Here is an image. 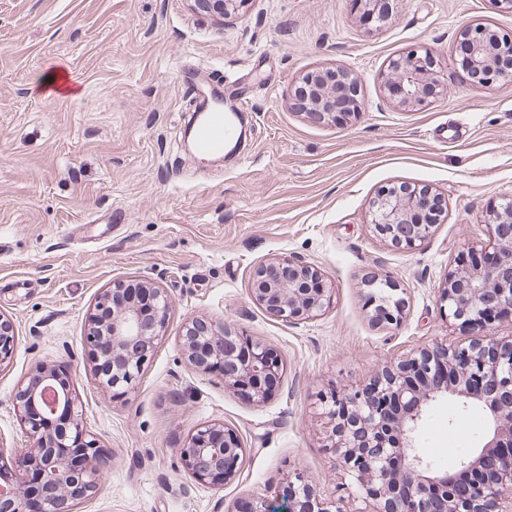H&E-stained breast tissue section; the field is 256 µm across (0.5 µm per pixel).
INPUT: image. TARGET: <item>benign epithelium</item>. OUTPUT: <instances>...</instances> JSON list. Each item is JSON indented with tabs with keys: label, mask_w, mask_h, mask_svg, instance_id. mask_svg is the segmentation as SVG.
<instances>
[{
	"label": "benign epithelium",
	"mask_w": 512,
	"mask_h": 512,
	"mask_svg": "<svg viewBox=\"0 0 512 512\" xmlns=\"http://www.w3.org/2000/svg\"><path fill=\"white\" fill-rule=\"evenodd\" d=\"M461 45L479 83L512 81V37L484 25L466 28ZM438 62L427 50L393 59L383 81L403 108H422L447 93ZM292 108L317 123L336 110L356 116L364 109L357 79L344 68L303 74L290 93ZM444 213L439 196L426 189L384 188L374 196V232L406 251L419 247ZM489 242L457 257L440 289V309L452 326L468 330L467 344L422 348L376 373L368 384L326 397L328 448L348 477L356 512H509L512 506V338L497 336L512 321V197L496 205ZM367 306L379 325H398L403 299L396 285L365 280ZM252 300L273 316L299 323L330 305L331 283L321 270L292 256L258 265ZM172 305L167 289L147 281L113 284L87 317L86 342L93 374L109 389L129 388L155 350ZM184 351L202 373L217 372L224 387L262 404L279 389L281 359L269 345L231 326L192 318L184 326ZM17 336L0 315V367L9 363ZM70 375L40 365L16 386L14 409L33 446L0 448V512H75L93 496L107 469L97 439L85 430ZM451 399L486 416L475 452L439 469L415 446L430 405ZM186 471L200 485L222 488L241 475L246 448L238 431L221 423L199 427L178 449ZM225 512H348L345 500L322 502L301 471L288 474V499L276 504L253 498Z\"/></svg>",
	"instance_id": "obj_1"
}]
</instances>
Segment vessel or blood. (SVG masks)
<instances>
[{
	"mask_svg": "<svg viewBox=\"0 0 512 512\" xmlns=\"http://www.w3.org/2000/svg\"><path fill=\"white\" fill-rule=\"evenodd\" d=\"M180 76L184 81L196 84L201 102V115L193 139L196 152L202 155L223 152L225 143L231 140L236 130L234 114L225 111L222 102L213 98L210 88L199 83L194 71L181 69Z\"/></svg>",
	"mask_w": 512,
	"mask_h": 512,
	"instance_id": "b4317fda",
	"label": "vessel or blood"
}]
</instances>
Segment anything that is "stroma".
Segmentation results:
<instances>
[{"label": "stroma", "instance_id": "stroma-1", "mask_svg": "<svg viewBox=\"0 0 512 512\" xmlns=\"http://www.w3.org/2000/svg\"><path fill=\"white\" fill-rule=\"evenodd\" d=\"M391 7L380 24L353 0H248L229 18L193 0H0V314L17 332L0 369V445L33 443L14 410L18 383L42 362L70 371L83 425L111 461L77 512H224L248 493L287 492L296 468L321 501L345 497L322 395L367 384L415 349L465 341L442 317L439 290L457 255L488 240L492 200L512 196V81L475 84L458 36L480 23L512 34V11L492 0ZM419 46L439 58L448 92L403 109L381 75ZM182 64L225 102L251 105L225 160L185 147L198 99ZM334 66L357 77L362 114L319 124L294 111L298 78ZM64 68L79 95L41 96ZM402 184L446 207L412 252L369 225L376 192ZM281 254L332 284L321 316L293 324L252 301L254 268ZM368 276L397 285L400 325L372 322ZM130 279L168 288L173 306L135 385L113 391L92 372L85 318ZM194 316L273 347L284 363L277 395L258 405L200 373L182 345ZM213 422L247 448L240 478L221 490L197 484L178 454ZM485 426L482 409L440 401L416 444L445 466L477 448Z\"/></svg>", "mask_w": 512, "mask_h": 512}]
</instances>
